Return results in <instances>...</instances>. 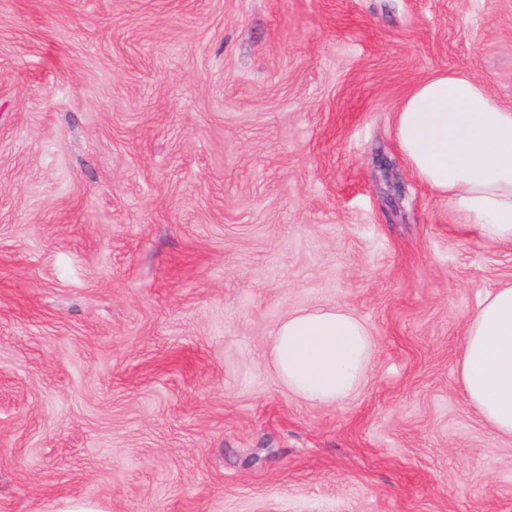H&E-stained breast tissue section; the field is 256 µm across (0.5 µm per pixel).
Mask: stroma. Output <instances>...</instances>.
<instances>
[{"label":"stroma","mask_w":512,"mask_h":512,"mask_svg":"<svg viewBox=\"0 0 512 512\" xmlns=\"http://www.w3.org/2000/svg\"><path fill=\"white\" fill-rule=\"evenodd\" d=\"M459 69L512 107V0H0V512H512L457 374L512 248L395 131ZM316 304L339 405L266 359ZM375 345L366 325L347 310L319 305L280 321L271 336L270 359L292 394L336 405L364 381Z\"/></svg>","instance_id":"35a3bbf8"}]
</instances>
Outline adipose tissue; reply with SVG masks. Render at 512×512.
Listing matches in <instances>:
<instances>
[{
    "label": "adipose tissue",
    "instance_id": "adipose-tissue-1",
    "mask_svg": "<svg viewBox=\"0 0 512 512\" xmlns=\"http://www.w3.org/2000/svg\"><path fill=\"white\" fill-rule=\"evenodd\" d=\"M396 134L413 174L447 196L456 231L512 247V108L462 70L430 76L403 100ZM375 345L347 310L319 305L280 321L270 359L292 394L336 405L364 381ZM462 389L495 433L512 437V285L494 289L465 328Z\"/></svg>",
    "mask_w": 512,
    "mask_h": 512
}]
</instances>
